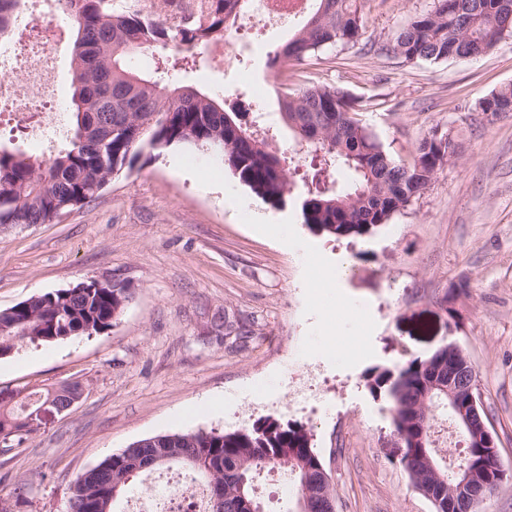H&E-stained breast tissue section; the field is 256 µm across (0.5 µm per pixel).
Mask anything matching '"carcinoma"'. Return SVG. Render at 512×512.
I'll return each mask as SVG.
<instances>
[{"mask_svg":"<svg viewBox=\"0 0 512 512\" xmlns=\"http://www.w3.org/2000/svg\"><path fill=\"white\" fill-rule=\"evenodd\" d=\"M186 4L174 24L145 11L139 0H58L73 33L70 62L73 136L58 153L37 160L0 146V224H47L92 201L112 176L132 167L145 151L160 154L174 145L206 147L221 156L236 177L264 201L282 207L291 194L286 158L266 136L224 110V100L173 80L195 61L194 50L224 39L250 0H168ZM16 0H0V40L11 33ZM304 27L269 60L273 67L302 61L325 50L355 45L364 34V0H317ZM512 35V0H433L416 15L391 47L405 61H467ZM150 50L167 79L129 67L130 57ZM281 118L299 150L311 158L302 177L303 224L336 239L360 240L419 197L437 168L449 161L448 134L423 138L410 164L396 160L355 117L340 90L312 85L288 89L280 74ZM482 112H512V85L479 102ZM351 172L342 185L338 169ZM131 297L112 288H64L0 310V353L23 344L50 345L99 334L120 316ZM472 369L465 354L448 347L429 359H411L392 371L373 369L370 392L391 405L402 454L399 464L419 491L441 498L436 512H464L461 494L441 470L432 448L433 408L444 404L439 385L448 372ZM162 466L206 480L209 512H262L254 474L270 466L295 474L298 497L310 512H331L335 501L327 472L300 425L267 417L250 428L197 430L154 435L114 453L76 479L68 512H115L114 503L143 465ZM465 465L496 489L499 460L476 442H466Z\"/></svg>","mask_w":512,"mask_h":512,"instance_id":"cac0c4a2","label":"carcinoma"}]
</instances>
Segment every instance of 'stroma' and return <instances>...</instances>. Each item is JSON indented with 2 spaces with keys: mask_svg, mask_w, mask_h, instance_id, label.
<instances>
[{
  "mask_svg": "<svg viewBox=\"0 0 512 512\" xmlns=\"http://www.w3.org/2000/svg\"><path fill=\"white\" fill-rule=\"evenodd\" d=\"M432 6L366 0L355 47L289 70L297 86L350 94L358 119L398 160L412 161L435 131L456 143L424 195L364 240L303 224L307 160L278 208L206 150L182 146L141 157L59 220L0 225V309L90 279L132 293L103 333L0 357L2 392L72 379L85 387L66 416L0 452V508L67 512L76 478L133 442L268 416L310 431L336 512H435L399 465L389 406L370 394L366 375L449 343L474 365L499 460L512 469V112L479 109L512 84V36L469 61L395 56L396 33ZM288 38L277 27L242 29L232 68L211 72L203 52L178 79L219 88L225 109L260 113L289 143L268 67ZM340 255L351 274L335 280ZM216 397L221 406L208 407Z\"/></svg>",
  "mask_w": 512,
  "mask_h": 512,
  "instance_id": "35a3bbf8",
  "label": "stroma"
}]
</instances>
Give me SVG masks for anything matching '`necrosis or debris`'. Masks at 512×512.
<instances>
[{
    "mask_svg": "<svg viewBox=\"0 0 512 512\" xmlns=\"http://www.w3.org/2000/svg\"><path fill=\"white\" fill-rule=\"evenodd\" d=\"M42 0H17L12 16L15 36L0 43V125L9 123L27 137L56 149L63 134L64 101L55 91L59 23L43 21ZM158 487L152 512H204L205 489L183 475L150 476Z\"/></svg>",
    "mask_w": 512,
    "mask_h": 512,
    "instance_id": "4bbe7bcc",
    "label": "necrosis or debris"
}]
</instances>
